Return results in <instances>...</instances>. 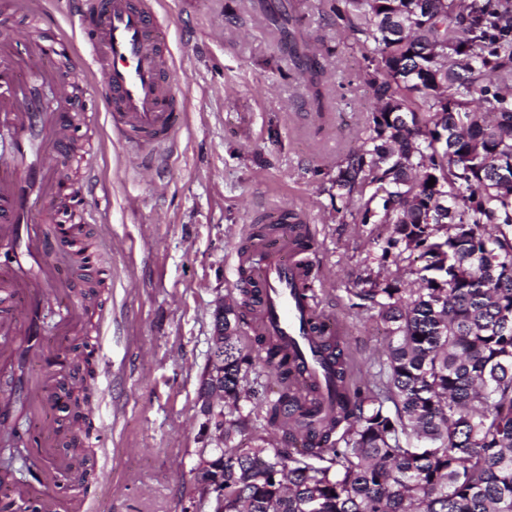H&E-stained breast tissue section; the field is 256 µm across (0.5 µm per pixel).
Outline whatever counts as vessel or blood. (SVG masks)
Segmentation results:
<instances>
[{"instance_id": "obj_1", "label": "vessel or blood", "mask_w": 512, "mask_h": 512, "mask_svg": "<svg viewBox=\"0 0 512 512\" xmlns=\"http://www.w3.org/2000/svg\"><path fill=\"white\" fill-rule=\"evenodd\" d=\"M74 7L87 24V66L104 92L112 128L125 140L129 161L142 166L147 150L170 142L182 122L169 90L157 14L149 0H74ZM65 48L61 41L0 43V252L7 255L0 262V367L8 369L23 404L18 410L0 403V436L15 433L19 417L41 413V386L32 372L47 355L38 341L41 313L65 286L43 259L47 227L57 214L33 205L44 193L45 142L69 141L57 113L70 94L59 83L46 95L45 74L26 70L32 61L52 63ZM273 221L275 232L253 239L237 256V268L255 292L248 324L290 355L303 383L318 386L327 412L335 407L338 386L322 342L341 327L319 311L308 226L301 219L286 225L280 215Z\"/></svg>"}]
</instances>
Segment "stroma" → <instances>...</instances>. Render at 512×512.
Segmentation results:
<instances>
[{
  "label": "stroma",
  "mask_w": 512,
  "mask_h": 512,
  "mask_svg": "<svg viewBox=\"0 0 512 512\" xmlns=\"http://www.w3.org/2000/svg\"><path fill=\"white\" fill-rule=\"evenodd\" d=\"M279 0H160L168 71L180 85L184 123L158 152L150 173L129 167L125 148L100 108L89 71L73 54L56 61L79 89L73 111L95 112L98 127L75 125L69 166L78 202L92 217L96 263L76 270L71 302L86 279L102 278L98 304L111 321L85 315L72 341L94 351L92 430L108 437L99 465L110 482L92 481L84 512H185L197 495L202 448L222 447L206 432L199 399L210 364L215 312L237 279L232 258L279 209L306 216L315 231L310 258L323 308L346 332L345 351L371 363L386 346L375 311L352 289L374 252L367 224L342 223L332 181L361 142L373 91L355 34L329 15L334 0H288V29L324 70L317 89L281 49L267 13ZM50 18L36 24L30 0L0 4L12 33L69 38L87 47L66 0H43ZM98 184L87 190L85 169ZM67 414L47 406L22 423L21 436L53 443L66 459L60 495L76 489L78 463L57 431Z\"/></svg>",
  "instance_id": "35a3bbf8"
}]
</instances>
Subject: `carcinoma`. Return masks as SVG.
Instances as JSON below:
<instances>
[{
  "label": "carcinoma",
  "mask_w": 512,
  "mask_h": 512,
  "mask_svg": "<svg viewBox=\"0 0 512 512\" xmlns=\"http://www.w3.org/2000/svg\"><path fill=\"white\" fill-rule=\"evenodd\" d=\"M374 93L338 208L373 224L374 260L352 293L377 308L385 355L361 370L336 351L343 393L322 414L292 388L290 356L256 337L280 384L261 405L290 448H240L224 421V512H512V0H336ZM434 186H428L430 178ZM224 308V405L240 408L251 355ZM86 419L95 369L75 363ZM87 430L68 447L87 452Z\"/></svg>",
  "instance_id": "cac0c4a2"
}]
</instances>
